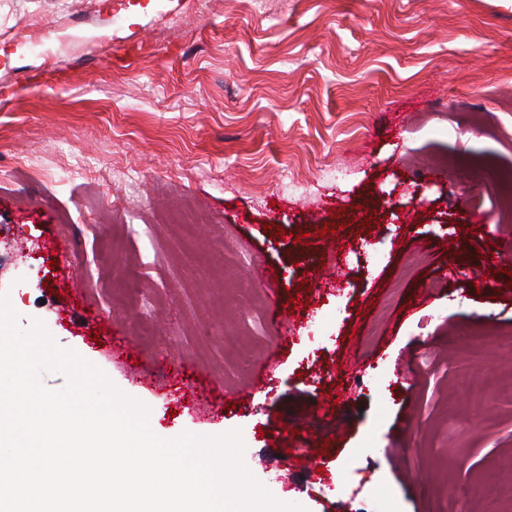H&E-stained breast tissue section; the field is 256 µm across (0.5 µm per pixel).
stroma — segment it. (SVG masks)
I'll use <instances>...</instances> for the list:
<instances>
[{
  "label": "stroma",
  "instance_id": "stroma-1",
  "mask_svg": "<svg viewBox=\"0 0 512 512\" xmlns=\"http://www.w3.org/2000/svg\"><path fill=\"white\" fill-rule=\"evenodd\" d=\"M510 194L512 0H0L19 327L160 438L239 431L306 512H491L512 473ZM284 429L296 453L319 438V472H289Z\"/></svg>",
  "mask_w": 512,
  "mask_h": 512
}]
</instances>
